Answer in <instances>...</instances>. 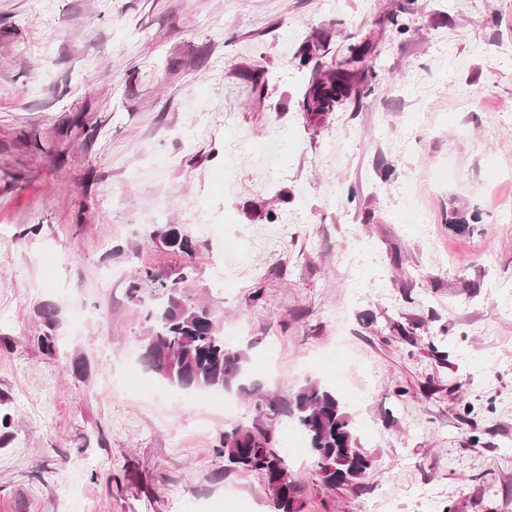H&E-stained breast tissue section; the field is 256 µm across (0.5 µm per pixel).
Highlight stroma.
Masks as SVG:
<instances>
[{"instance_id":"stroma-1","label":"stroma","mask_w":512,"mask_h":512,"mask_svg":"<svg viewBox=\"0 0 512 512\" xmlns=\"http://www.w3.org/2000/svg\"><path fill=\"white\" fill-rule=\"evenodd\" d=\"M404 3L373 93L309 123L300 45L332 66ZM502 198L512 0H0V512H273L218 454L250 399L227 413L129 363L131 273L180 262L163 222L257 381L348 401L375 466L329 489L290 455L301 512H378L383 487L424 512V485L433 512H512ZM159 234L153 233V239L167 247L174 253H178L182 257L190 258L192 256L194 245L190 238L183 232L180 225L177 224H163L159 227Z\"/></svg>"}]
</instances>
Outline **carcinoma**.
<instances>
[{
  "label": "carcinoma",
  "instance_id": "cac0c4a2",
  "mask_svg": "<svg viewBox=\"0 0 512 512\" xmlns=\"http://www.w3.org/2000/svg\"><path fill=\"white\" fill-rule=\"evenodd\" d=\"M373 51L369 39L353 43L333 68L313 69L299 102L309 121L318 122L341 105H362L371 92L367 76ZM152 238L182 257L192 256L193 242L178 224L162 225ZM192 269L187 262L168 272L139 267L130 276L127 296L149 321L141 353L148 370L180 389L249 396L251 421L230 426L221 437L224 472L261 475L274 512H301L296 486L278 485L280 474L287 473V456L274 446L271 421L278 417L299 431L324 486L347 485L372 470L373 459L361 448L353 418L334 389L308 380L279 396L248 377L246 353L226 342L214 311L184 294L182 284Z\"/></svg>",
  "mask_w": 512,
  "mask_h": 512
}]
</instances>
